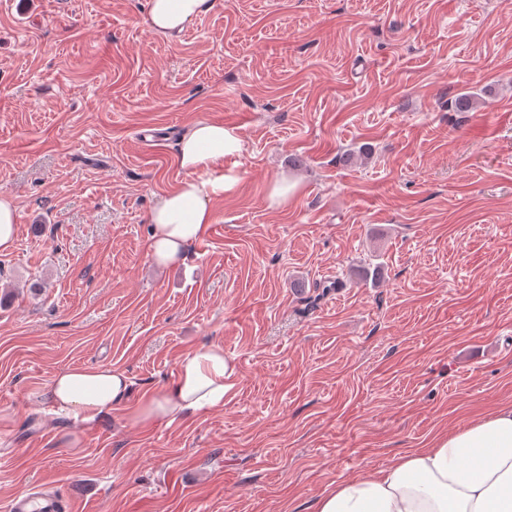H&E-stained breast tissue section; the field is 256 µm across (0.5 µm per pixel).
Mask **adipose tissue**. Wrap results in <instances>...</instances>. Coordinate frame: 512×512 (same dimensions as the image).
Here are the masks:
<instances>
[{
    "label": "adipose tissue",
    "mask_w": 512,
    "mask_h": 512,
    "mask_svg": "<svg viewBox=\"0 0 512 512\" xmlns=\"http://www.w3.org/2000/svg\"><path fill=\"white\" fill-rule=\"evenodd\" d=\"M212 7L213 0H149V30L175 37ZM242 150L236 130L217 122L199 121L183 133L176 163L187 176L157 198L149 215L147 249L155 263L180 262L188 246L207 234L214 222L211 198L237 183L217 167ZM236 378L220 345L202 347L180 360L174 380L162 390L143 392L131 414L153 425L223 407ZM129 395L123 372L98 366L57 374L41 398L93 424L126 405ZM314 512H512V406L440 434L430 447L368 476L338 484L316 500Z\"/></svg>",
    "instance_id": "obj_1"
}]
</instances>
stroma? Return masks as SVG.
I'll return each instance as SVG.
<instances>
[{"label":"stroma","mask_w":512,"mask_h":512,"mask_svg":"<svg viewBox=\"0 0 512 512\" xmlns=\"http://www.w3.org/2000/svg\"><path fill=\"white\" fill-rule=\"evenodd\" d=\"M147 3L0 0V512H314L512 404V7L215 0L168 39ZM200 120L240 134L237 184L160 267L148 213ZM208 344L236 386L195 418L37 398L102 365L136 398ZM17 236L16 206L13 198L0 195V251L13 248ZM8 512H59L60 505L52 494L39 492L17 496L7 506Z\"/></svg>","instance_id":"1"}]
</instances>
